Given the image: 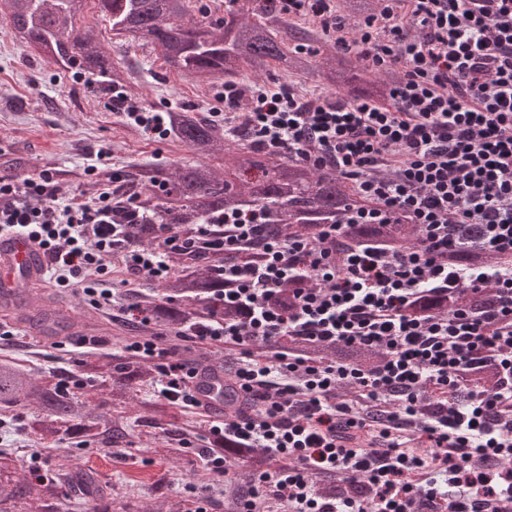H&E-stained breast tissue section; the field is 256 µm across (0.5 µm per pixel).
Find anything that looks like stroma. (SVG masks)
Masks as SVG:
<instances>
[{
	"instance_id": "35a3bbf8",
	"label": "stroma",
	"mask_w": 512,
	"mask_h": 512,
	"mask_svg": "<svg viewBox=\"0 0 512 512\" xmlns=\"http://www.w3.org/2000/svg\"><path fill=\"white\" fill-rule=\"evenodd\" d=\"M79 26L96 36L112 59L124 62L128 69L124 93L138 106L153 112L188 108L204 118L217 107L214 95L200 96L205 86L202 79L169 69L158 51L121 45L92 2ZM110 97L106 83L80 78L61 65L44 61L0 20V170L25 176L50 171L60 194L89 201L97 196L101 183L87 176L85 168L98 150H107L111 167L121 170L118 186L122 189L127 188L137 165L193 159V152L173 137L125 124L112 111ZM43 296L51 297L63 310L77 304L92 311L99 323L110 326L111 333L95 348L78 347L80 335L75 331L62 345L48 334L35 337L22 332L14 343H0V357L16 359L34 379L76 371L84 357L110 359L133 333L132 323L113 320L109 310L91 309L81 295L57 287L53 280L31 290L29 299L35 303ZM127 414L124 444L45 448L28 430V410L17 408L0 422V450L19 457L24 476L29 473L31 454H39L43 470L59 482L65 477L66 461L80 463L102 482L112 512H181L190 486L215 501V512H226L234 499L235 479L245 471V464L231 468L228 479L214 477L204 466L200 449L173 456L166 446L177 443V436L149 414L132 407Z\"/></svg>"
}]
</instances>
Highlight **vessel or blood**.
Instances as JSON below:
<instances>
[{"instance_id": "b4317fda", "label": "vessel or blood", "mask_w": 512, "mask_h": 512, "mask_svg": "<svg viewBox=\"0 0 512 512\" xmlns=\"http://www.w3.org/2000/svg\"><path fill=\"white\" fill-rule=\"evenodd\" d=\"M47 259L37 241L16 234L0 235V301H10L15 293L40 283ZM189 384L200 405L216 419L233 417V406L224 402V370L212 361L195 365Z\"/></svg>"}]
</instances>
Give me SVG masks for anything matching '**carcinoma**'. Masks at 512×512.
Masks as SVG:
<instances>
[{
  "instance_id": "obj_1",
  "label": "carcinoma",
  "mask_w": 512,
  "mask_h": 512,
  "mask_svg": "<svg viewBox=\"0 0 512 512\" xmlns=\"http://www.w3.org/2000/svg\"><path fill=\"white\" fill-rule=\"evenodd\" d=\"M88 0H0V16L31 43L48 62H62L79 77L105 78L113 86L126 82V71L110 60L101 43L76 29ZM102 18L115 35L134 47L151 46L164 63L178 72L194 73L211 80L232 83L247 76L257 79L272 68L302 74L324 91L343 93L352 100L383 97L397 78L388 70L375 73L354 52L328 49L318 55L308 50L313 33L289 24L273 0H230L224 16L203 18L193 0H97ZM354 20L375 12V0H342ZM171 134L198 155L222 154L224 173L205 163H170L161 168L146 164L133 175L138 191L134 207L125 193H114L112 223L128 225L131 238L144 246L157 243L160 231L169 227L181 235L195 232L199 224H222L224 213L256 210L266 215V235L311 237L324 224H338L350 208L361 204L351 180L332 170L313 171L286 157L274 156L243 143L224 144L222 128L183 109L172 112ZM417 241L413 224H352L343 244L412 246ZM448 263L457 266L492 265L496 257L478 248L448 250ZM170 275L156 293L139 295L136 304L151 313V327L159 332L179 331L190 323L212 316L236 319L240 312L226 309L221 296L229 284L219 275L221 254L198 257L189 253L170 256ZM27 322L41 332H65L71 316L42 305L30 308ZM290 349L312 358L359 363L369 354L358 347L319 345L297 340ZM81 376L99 386L100 402L92 397L69 395L50 381L33 380L18 363L0 359V409L18 405L36 407L31 432L49 445L79 438L83 442L119 444L122 409L133 393L153 383L155 372L137 357L122 352L109 362L83 359ZM139 406L170 425L178 417L158 401ZM213 448L224 462H244V482L265 466V456L254 448L215 440ZM19 460L0 452V506L20 503L24 512H55L59 488L53 482L34 488L17 476Z\"/></svg>"
}]
</instances>
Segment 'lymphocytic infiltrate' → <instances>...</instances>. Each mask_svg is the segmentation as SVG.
Returning a JSON list of instances; mask_svg holds the SVG:
<instances>
[{"mask_svg":"<svg viewBox=\"0 0 512 512\" xmlns=\"http://www.w3.org/2000/svg\"><path fill=\"white\" fill-rule=\"evenodd\" d=\"M279 3L399 76L384 99L345 103L228 84L225 123L242 124L261 149L352 180L362 203L348 222L415 225V245L341 252L340 224L270 240L265 216L249 211L225 215L219 231L163 229L145 248L113 224L109 189L81 202L59 195L48 171L0 174V232L39 241L51 278L63 287L78 279L98 309L115 302L101 285L105 258L157 283L171 253L224 254V302L244 319L213 317L177 337L234 351L235 380L255 402L209 428L270 460L238 512H256L267 494L290 512H491L492 502L512 501V0H387L356 26L336 0ZM255 241L262 261H234ZM472 245L498 264H448L449 249ZM468 291L492 297L475 311H414L429 296ZM294 337L357 345L376 360L355 367L293 354L283 344ZM125 349L154 364L158 397L195 409L177 344L137 336ZM342 385L359 399L337 400ZM316 474L343 486L366 478L368 494L323 497Z\"/></svg>","mask_w":512,"mask_h":512,"instance_id":"lymphocytic-infiltrate-1","label":"lymphocytic infiltrate"}]
</instances>
